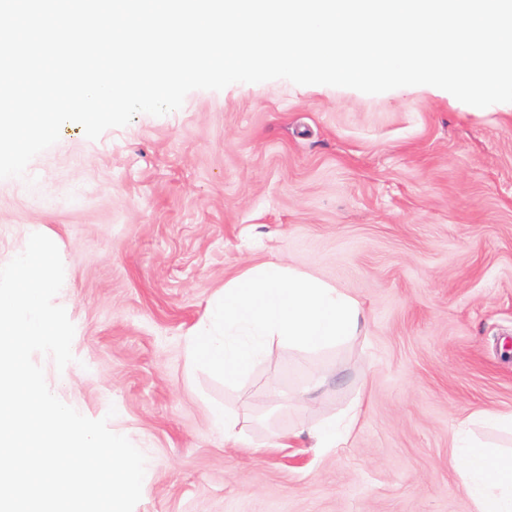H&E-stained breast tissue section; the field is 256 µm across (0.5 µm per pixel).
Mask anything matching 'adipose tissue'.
Masks as SVG:
<instances>
[{
	"label": "adipose tissue",
	"mask_w": 512,
	"mask_h": 512,
	"mask_svg": "<svg viewBox=\"0 0 512 512\" xmlns=\"http://www.w3.org/2000/svg\"><path fill=\"white\" fill-rule=\"evenodd\" d=\"M453 458L477 512H512V453L487 448L461 430Z\"/></svg>",
	"instance_id": "ef3b65f1"
}]
</instances>
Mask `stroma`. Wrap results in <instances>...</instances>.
I'll return each mask as SVG.
<instances>
[{
    "mask_svg": "<svg viewBox=\"0 0 512 512\" xmlns=\"http://www.w3.org/2000/svg\"><path fill=\"white\" fill-rule=\"evenodd\" d=\"M27 174L0 180V265L36 231L63 256L75 360H34L146 455L134 512H476L455 432L512 450L472 420L512 411L511 108L429 85L235 83L95 140L66 123ZM269 261L355 298L366 323L317 351L272 340L232 387L188 340ZM355 405L343 447H312Z\"/></svg>",
    "mask_w": 512,
    "mask_h": 512,
    "instance_id": "obj_1",
    "label": "stroma"
}]
</instances>
